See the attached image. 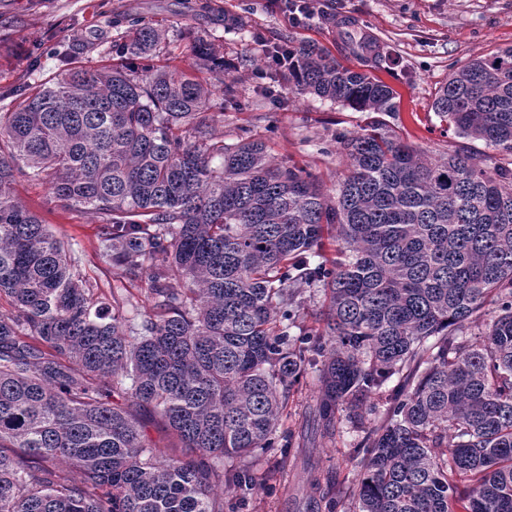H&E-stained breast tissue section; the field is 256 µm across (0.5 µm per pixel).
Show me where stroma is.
Returning <instances> with one entry per match:
<instances>
[{
	"label": "stroma",
	"instance_id": "obj_1",
	"mask_svg": "<svg viewBox=\"0 0 512 512\" xmlns=\"http://www.w3.org/2000/svg\"><path fill=\"white\" fill-rule=\"evenodd\" d=\"M315 4L320 12L328 8L354 17L358 30L396 57L392 69L378 73L399 95L397 115L386 119L396 134L439 154L464 146L486 149L482 141L447 131L431 105L457 67L512 45V0H315ZM320 12L296 26L275 0H0V93L49 79L69 62L96 68L118 61L116 45L130 19L137 17L168 32L156 64L172 60L182 68L196 65L189 50L196 37L219 46L232 62L241 105L227 107L222 99H215L214 109L221 114L218 131L232 136L239 128H248L267 141L278 162L303 167L331 186L346 165L336 149L337 134L360 131L375 120V113L311 95L291 96L287 107L275 109L254 92L266 69L261 44L288 36L317 42L343 65L359 68V58L342 49L339 27L324 20ZM228 13L245 19V31L225 30ZM16 191L28 209L71 243L79 268L98 297L108 302L113 295L129 293L136 306L132 315L136 322L151 313L146 282L128 286L123 270L100 257L96 216L62 211L44 184L21 178ZM317 388L318 369L307 367L293 388L284 429L304 428ZM357 438V432L345 425L335 438L316 439L313 451L322 485L357 480L358 468L346 460ZM246 463L257 477V487L227 496L234 512H305L314 490L310 475L294 454L271 448L247 458Z\"/></svg>",
	"mask_w": 512,
	"mask_h": 512
}]
</instances>
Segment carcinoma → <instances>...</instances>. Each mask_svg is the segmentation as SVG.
Here are the masks:
<instances>
[{
	"mask_svg": "<svg viewBox=\"0 0 512 512\" xmlns=\"http://www.w3.org/2000/svg\"><path fill=\"white\" fill-rule=\"evenodd\" d=\"M166 30L135 21L125 62L74 66L12 90L0 112V512H224V472L283 439L297 376L322 357L321 437L365 428L359 482L322 499L352 512H512V168L478 151L435 155L386 123L341 134L336 193L273 160L246 129L215 134L234 83L152 61ZM213 72L224 55L198 40ZM271 84L359 112L397 92L294 39L268 53ZM432 110L458 136L512 155V46L451 73ZM46 184L60 209L96 215L101 256L146 277L153 313L93 286L15 194ZM335 228L344 258L316 263ZM321 284L324 330L294 326L296 288ZM495 314L480 321L486 303ZM387 390L381 418L373 396ZM122 398L129 405L112 402ZM146 409L184 448L153 449Z\"/></svg>",
	"mask_w": 512,
	"mask_h": 512,
	"instance_id": "1",
	"label": "carcinoma"
}]
</instances>
